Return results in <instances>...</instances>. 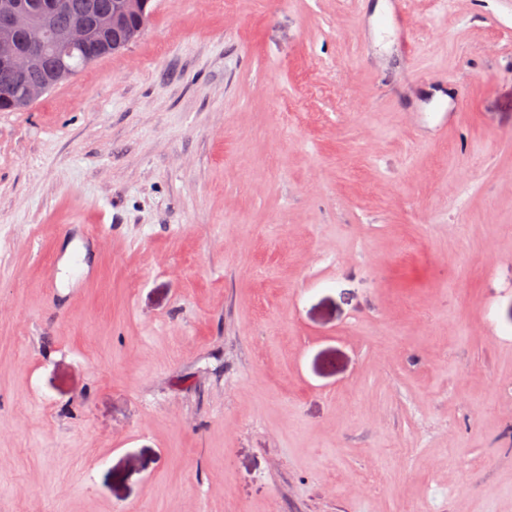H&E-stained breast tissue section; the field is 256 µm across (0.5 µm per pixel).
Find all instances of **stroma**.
<instances>
[{
  "mask_svg": "<svg viewBox=\"0 0 512 512\" xmlns=\"http://www.w3.org/2000/svg\"><path fill=\"white\" fill-rule=\"evenodd\" d=\"M154 5L0 112V512H512V0Z\"/></svg>",
  "mask_w": 512,
  "mask_h": 512,
  "instance_id": "35a3bbf8",
  "label": "stroma"
}]
</instances>
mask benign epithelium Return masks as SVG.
Wrapping results in <instances>:
<instances>
[{"instance_id":"1","label":"benign epithelium","mask_w":512,"mask_h":512,"mask_svg":"<svg viewBox=\"0 0 512 512\" xmlns=\"http://www.w3.org/2000/svg\"><path fill=\"white\" fill-rule=\"evenodd\" d=\"M149 2L114 0L112 8L96 14L95 27L112 33V51L129 47L125 42L126 18L145 11ZM73 49L93 58L106 47L91 44L88 29L82 24L49 27L37 15L19 9L13 0H0V65L21 79L16 88L19 101L39 100L59 74L64 55Z\"/></svg>"}]
</instances>
